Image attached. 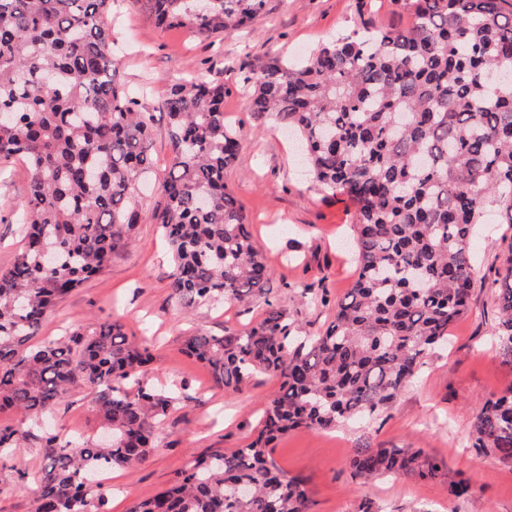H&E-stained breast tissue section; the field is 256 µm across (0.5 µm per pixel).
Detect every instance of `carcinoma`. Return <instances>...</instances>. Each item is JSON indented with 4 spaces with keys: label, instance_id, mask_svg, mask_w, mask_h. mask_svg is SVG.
Listing matches in <instances>:
<instances>
[{
    "label": "carcinoma",
    "instance_id": "1",
    "mask_svg": "<svg viewBox=\"0 0 512 512\" xmlns=\"http://www.w3.org/2000/svg\"><path fill=\"white\" fill-rule=\"evenodd\" d=\"M164 29L199 36L250 27L266 0H133ZM404 29L324 44L302 63L274 58L251 85L249 111L271 117L302 150L323 191L354 207L356 278L314 336L292 334L266 301L244 332L191 336L186 353L236 391L257 374L280 380L257 436L197 459L129 512H308L304 483L275 464L272 443L298 429H330L386 408L448 342L470 307L477 224L498 207L512 224V7L509 0H394ZM114 0H0V163L20 159L24 246L0 270V411L39 417L76 388L112 441L49 433L35 512H106L99 475L142 462L175 390L142 380L146 341L116 321L54 341L33 339L48 313L128 247L145 218L173 262L171 296L194 308L246 306L269 294L271 267L244 206L224 183L240 137L224 121V84L172 81L161 104L172 162L161 201L144 208L139 182L154 167L153 115L116 83L109 17ZM495 336L512 366V246L495 271ZM28 436L0 425V457ZM472 447L512 465V387L475 414ZM356 477L441 475L411 448H359ZM471 483L448 476V497Z\"/></svg>",
    "mask_w": 512,
    "mask_h": 512
}]
</instances>
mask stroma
<instances>
[{
    "mask_svg": "<svg viewBox=\"0 0 512 512\" xmlns=\"http://www.w3.org/2000/svg\"><path fill=\"white\" fill-rule=\"evenodd\" d=\"M406 12L393 0H267L254 29L209 39L184 29L161 30L133 4L112 7V37L120 50L117 80L139 94L153 115L151 153L156 172L171 163L168 124L160 106L169 81L201 74L224 86V117L241 133L235 163L224 180L243 203L250 229L272 269L268 298L250 308L183 309L169 288L171 261L156 224L143 221L132 244L109 267L72 291L40 327L44 342L81 331L97 321L120 320L129 335L149 342L152 361L145 378L177 385L180 402L159 423L160 442L146 461L109 474L108 512H129L135 501L167 487L199 456L244 447L259 431L278 378L258 375L237 391L218 388L209 370L184 351L187 337L244 331L259 322L267 301L279 302L294 333L311 336L330 321L332 304L354 280L348 239L354 208L343 196L315 185L280 127L254 119L247 109L246 77L272 58L301 60L311 50L371 27H401ZM29 189L22 162L0 163V270L23 245L16 204ZM512 248V224L479 225L469 313L451 330L448 346L427 355L417 378L374 419L328 430H296L279 438L272 457L288 476L303 480L310 512H512V466L477 457L471 446L473 417L493 395L512 387L489 338L498 322L495 271ZM326 294L328 305L309 307L301 293ZM87 389L69 393L51 414L22 420L0 412V424H23L30 436L13 456L0 459V512H34L47 430L85 440L100 438L103 423ZM419 448L461 474L475 489L464 501L448 497L445 478L381 477L360 484L349 467L359 448Z\"/></svg>",
    "mask_w": 512,
    "mask_h": 512,
    "instance_id": "35a3bbf8",
    "label": "stroma"
}]
</instances>
